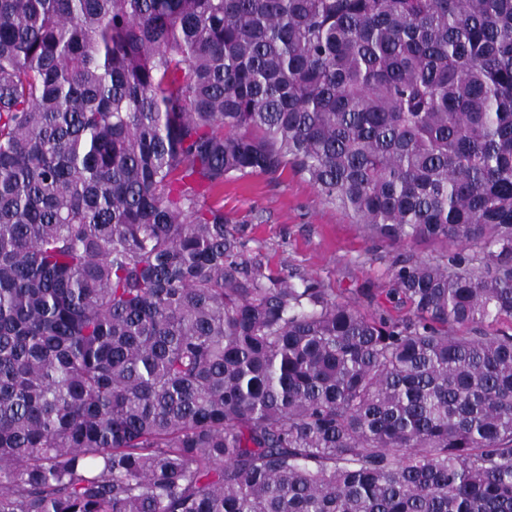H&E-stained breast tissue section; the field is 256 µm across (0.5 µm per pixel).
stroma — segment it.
<instances>
[{
    "label": "stroma",
    "mask_w": 512,
    "mask_h": 512,
    "mask_svg": "<svg viewBox=\"0 0 512 512\" xmlns=\"http://www.w3.org/2000/svg\"><path fill=\"white\" fill-rule=\"evenodd\" d=\"M218 198L248 256L265 272L293 270L316 278L334 298L356 301L365 311L385 302L393 262L454 250L445 241L395 244L371 234L289 172L230 179Z\"/></svg>",
    "instance_id": "1"
}]
</instances>
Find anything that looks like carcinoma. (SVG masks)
I'll use <instances>...</instances> for the list:
<instances>
[{
    "label": "carcinoma",
    "mask_w": 512,
    "mask_h": 512,
    "mask_svg": "<svg viewBox=\"0 0 512 512\" xmlns=\"http://www.w3.org/2000/svg\"><path fill=\"white\" fill-rule=\"evenodd\" d=\"M287 169L461 252L267 273ZM0 512H512V0H0Z\"/></svg>",
    "instance_id": "cac0c4a2"
}]
</instances>
